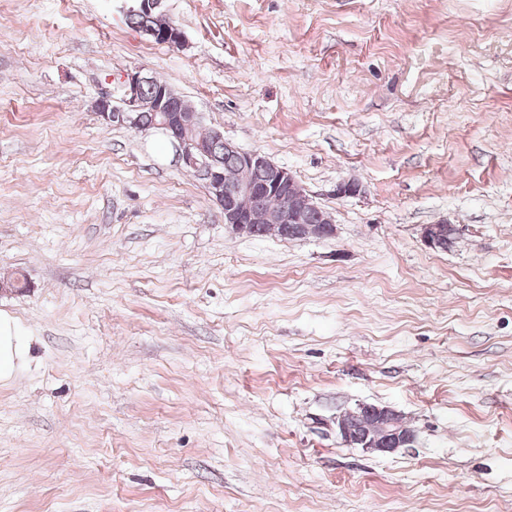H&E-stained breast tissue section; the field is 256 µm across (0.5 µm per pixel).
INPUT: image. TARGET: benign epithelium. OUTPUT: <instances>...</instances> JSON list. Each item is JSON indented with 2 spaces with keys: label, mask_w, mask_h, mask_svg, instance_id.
<instances>
[{
  "label": "benign epithelium",
  "mask_w": 512,
  "mask_h": 512,
  "mask_svg": "<svg viewBox=\"0 0 512 512\" xmlns=\"http://www.w3.org/2000/svg\"><path fill=\"white\" fill-rule=\"evenodd\" d=\"M128 14H138L152 21L147 35L161 43L181 47L184 38L181 30L162 11L161 0H127ZM155 84L153 76L142 68L125 73L122 80V104L112 105L111 101L102 99L97 110L109 124L136 128L143 112H152L159 121L155 127L162 130L174 144L178 161L186 168L196 171L202 179L208 196L218 204L224 213V224L236 234L249 235L252 225L262 222L276 228L283 224L299 225L298 238H324L335 234L334 219L326 211H320V223L305 224V212L315 207V203L306 193L288 169L281 167L265 155L255 151H244L232 142L224 139V133L213 130V138L224 144V150L239 157V170L235 173L224 169L212 152V145L196 138V128L203 121V114L194 106L183 102L181 96L169 84H160L152 95L147 96L144 89ZM254 167L263 168L266 180L255 183L244 177V173ZM263 193L280 200L281 206L274 212L258 218L249 206V200ZM446 222L428 224L423 227L422 237L433 248L443 237ZM380 418L381 433L372 436L357 434L350 424L339 417L336 429L342 441L350 447H362L364 450L388 454L413 441L414 431L407 423L397 424L393 421L395 411L388 408L375 409Z\"/></svg>",
  "instance_id": "1"
}]
</instances>
